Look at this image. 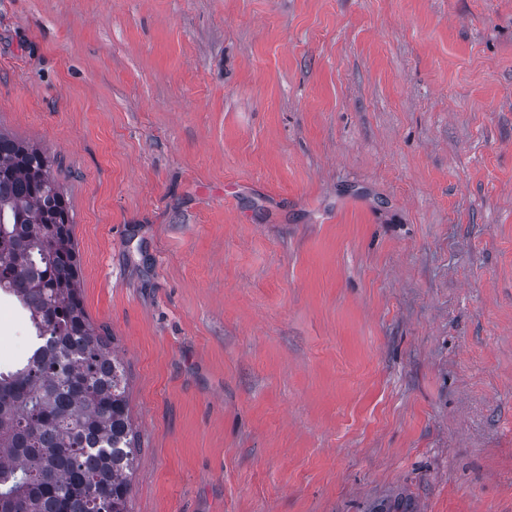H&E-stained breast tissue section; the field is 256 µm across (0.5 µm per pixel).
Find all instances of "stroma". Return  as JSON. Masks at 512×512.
Returning a JSON list of instances; mask_svg holds the SVG:
<instances>
[{"mask_svg": "<svg viewBox=\"0 0 512 512\" xmlns=\"http://www.w3.org/2000/svg\"><path fill=\"white\" fill-rule=\"evenodd\" d=\"M133 512H512V0H0Z\"/></svg>", "mask_w": 512, "mask_h": 512, "instance_id": "35a3bbf8", "label": "stroma"}]
</instances>
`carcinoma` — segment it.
Instances as JSON below:
<instances>
[{
    "label": "carcinoma",
    "mask_w": 512,
    "mask_h": 512,
    "mask_svg": "<svg viewBox=\"0 0 512 512\" xmlns=\"http://www.w3.org/2000/svg\"><path fill=\"white\" fill-rule=\"evenodd\" d=\"M51 166L0 129V293L61 345L0 363V512H132L124 369L85 308L71 202Z\"/></svg>",
    "instance_id": "carcinoma-1"
}]
</instances>
